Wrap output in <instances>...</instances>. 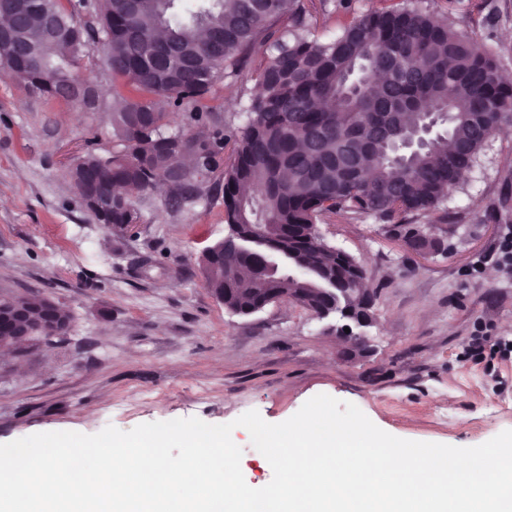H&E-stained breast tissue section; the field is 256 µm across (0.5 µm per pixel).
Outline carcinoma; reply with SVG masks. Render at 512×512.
Returning a JSON list of instances; mask_svg holds the SVG:
<instances>
[{"label":"carcinoma","instance_id":"carcinoma-1","mask_svg":"<svg viewBox=\"0 0 512 512\" xmlns=\"http://www.w3.org/2000/svg\"><path fill=\"white\" fill-rule=\"evenodd\" d=\"M59 18L58 42L23 70L43 80L41 92L78 74L65 67L72 41L110 37L112 81L126 88L112 107L116 149L73 162L72 185L83 175L99 185L126 187L112 205L110 224L140 219L135 199L157 193L194 200L231 145L224 167V223L264 225V259L290 260L306 270L265 281L260 261L244 252L206 250L200 266L211 291L278 288L283 292L367 288L356 259L330 254L309 225L350 213L379 224L433 212L449 189L463 186L494 132L512 114V84L500 80L495 55L446 11L418 0L361 14L355 0H322L336 27L328 42L309 37L304 0H96L98 25H80L82 0H38ZM255 75L257 87L243 127H224L216 112H191L188 124L210 127L186 184L158 181L157 170L177 163L167 150L168 110L203 99L219 74ZM431 105L448 106L430 142L410 149Z\"/></svg>","mask_w":512,"mask_h":512}]
</instances>
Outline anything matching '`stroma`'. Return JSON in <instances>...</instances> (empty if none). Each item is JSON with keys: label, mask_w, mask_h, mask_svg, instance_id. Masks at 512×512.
<instances>
[{"label": "stroma", "mask_w": 512, "mask_h": 512, "mask_svg": "<svg viewBox=\"0 0 512 512\" xmlns=\"http://www.w3.org/2000/svg\"><path fill=\"white\" fill-rule=\"evenodd\" d=\"M491 4L497 17L487 27ZM454 10L500 72H512V0H455ZM80 73L97 108L0 75V292L46 297L72 316L62 342L0 356V444L178 418L225 424L251 410L276 424L319 394L407 440L472 447L512 430V358L466 356L475 330L512 340V279L485 261L512 225V124L428 216L447 250L419 257L370 219L318 221L328 243L360 260L376 293L371 351L350 359L328 321L299 305L238 316L207 288L200 258L225 232L220 172L198 200H137L140 221L122 238L93 218L67 166L88 152L111 155L118 90L99 51ZM254 87L222 76L202 104L238 128ZM232 439L246 482L267 485L272 468L249 432L235 428Z\"/></svg>", "instance_id": "obj_1"}]
</instances>
